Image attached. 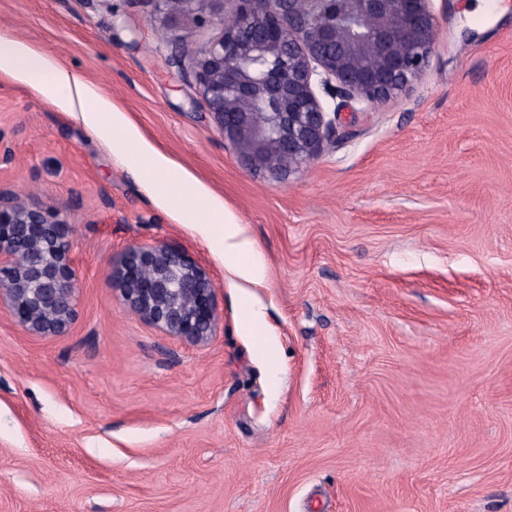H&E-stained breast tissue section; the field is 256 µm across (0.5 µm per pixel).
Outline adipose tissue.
Listing matches in <instances>:
<instances>
[{
	"label": "adipose tissue",
	"mask_w": 512,
	"mask_h": 512,
	"mask_svg": "<svg viewBox=\"0 0 512 512\" xmlns=\"http://www.w3.org/2000/svg\"><path fill=\"white\" fill-rule=\"evenodd\" d=\"M0 75L30 86L60 111L79 115L89 132L139 176L169 214L183 223L203 225L209 245L223 256L230 276L255 288L265 286L266 266L241 221L190 171L146 141L127 113L95 86L7 34H0Z\"/></svg>",
	"instance_id": "1"
}]
</instances>
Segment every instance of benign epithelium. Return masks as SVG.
I'll use <instances>...</instances> for the list:
<instances>
[{"mask_svg": "<svg viewBox=\"0 0 512 512\" xmlns=\"http://www.w3.org/2000/svg\"><path fill=\"white\" fill-rule=\"evenodd\" d=\"M164 18L206 0H158ZM220 35L196 49L176 37L224 138L247 168L285 176L342 137L340 107L397 94L429 66L439 19L433 0H212ZM258 58L255 75L241 68ZM77 273L68 226L0 192V308L32 336L76 319ZM112 288L146 324L183 344L216 335V285L198 260L164 244L129 247Z\"/></svg>", "mask_w": 512, "mask_h": 512, "instance_id": "1", "label": "benign epithelium"}]
</instances>
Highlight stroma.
I'll use <instances>...</instances> for the list:
<instances>
[{
    "label": "stroma",
    "instance_id": "1",
    "mask_svg": "<svg viewBox=\"0 0 512 512\" xmlns=\"http://www.w3.org/2000/svg\"><path fill=\"white\" fill-rule=\"evenodd\" d=\"M472 2L433 0L425 72L275 179L239 163L157 0H0V33L97 85L268 272L228 275L80 118L0 76V189L65 221L79 278L63 335L0 310V512H512V0L494 22ZM157 243L215 280L208 345L113 292Z\"/></svg>",
    "mask_w": 512,
    "mask_h": 512
}]
</instances>
